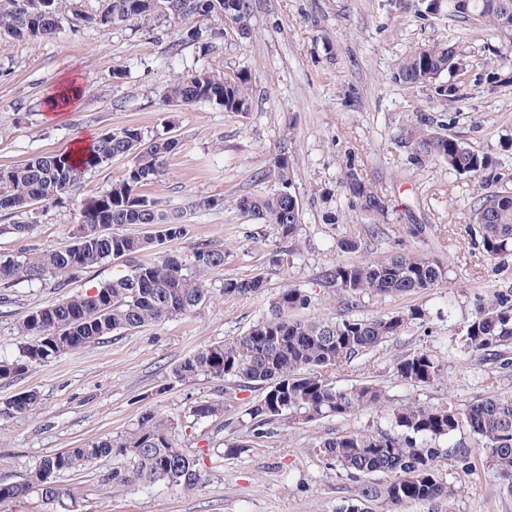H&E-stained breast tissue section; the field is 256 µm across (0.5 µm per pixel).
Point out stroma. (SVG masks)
Masks as SVG:
<instances>
[{"mask_svg":"<svg viewBox=\"0 0 512 512\" xmlns=\"http://www.w3.org/2000/svg\"><path fill=\"white\" fill-rule=\"evenodd\" d=\"M252 3L243 34L218 17L102 29L86 18L99 13L105 0H75L74 15L53 37L0 39V167L69 153L79 132L100 136L136 127L148 137H176L181 149L170 156L161 179L144 188L164 208L184 212L188 234L167 248L187 257L195 244L210 241L227 254L223 267L206 273L210 294L192 315L114 332L0 381V406L23 392L38 395L34 411L0 413V483L21 481L46 455L120 436L151 410L182 426L181 447L210 452L203 485L187 493L163 483L119 484L113 472L128 473L130 463L110 456L57 476L76 512H337L353 495V485L317 456L316 447L342 430L386 426L385 410L281 425L264 443L227 457L224 446L242 435L248 403L261 397V389L241 392L223 416L195 424L191 407L219 398L222 384L203 377L180 382L174 371L198 348L244 333L289 285L310 297L303 317L340 318V298L324 286L323 276L344 258L337 240L366 234L369 224L339 186L349 167L391 203L368 258L381 259L396 244H410L408 225L429 224L433 231L419 248L443 260L447 280L403 297L364 296L361 317L413 307L426 316L381 345L370 363L333 371V381L340 387L374 381L396 403L466 404L512 394V368L463 360L451 345L477 300L512 288V256L488 260L469 230L478 191H512V153L499 149L503 138L512 137V63L504 44L479 21L443 10L420 15L408 0ZM187 30L196 32V41L171 52L173 37ZM442 40L466 59L462 75L446 73L423 86L400 81L407 55ZM119 65L125 68L121 79L113 76ZM204 68L229 76L248 73L251 111L236 116L212 103L168 105L170 81ZM71 80L81 88L79 99L51 109L52 96ZM451 84L461 88L454 102L443 92ZM426 125L492 155L495 165L475 178L417 159L413 141ZM280 153L293 165V191L302 208L301 230L285 267L271 262L279 248L272 230L236 206L241 195L277 189L273 159ZM127 166L120 157L88 171L72 187V197L100 195ZM202 198L219 205L195 208ZM330 211L336 214L332 223L326 219ZM15 219L0 213V255L61 248L72 242L78 222L72 208L56 203L24 213L25 234L9 233ZM121 271L106 262L76 274L64 288L52 279L0 283V357L17 355L24 339L16 326L31 312L107 283ZM257 273L265 278L263 294L223 295L225 278ZM421 347L443 358L445 382L413 386L396 376V359ZM444 475L459 491L455 512H512V496L500 491L492 471L481 467L468 476L448 464Z\"/></svg>","mask_w":512,"mask_h":512,"instance_id":"1","label":"stroma"}]
</instances>
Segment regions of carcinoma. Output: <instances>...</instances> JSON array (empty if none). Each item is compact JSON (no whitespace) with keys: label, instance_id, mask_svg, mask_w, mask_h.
Segmentation results:
<instances>
[{"label":"carcinoma","instance_id":"obj_1","mask_svg":"<svg viewBox=\"0 0 512 512\" xmlns=\"http://www.w3.org/2000/svg\"><path fill=\"white\" fill-rule=\"evenodd\" d=\"M72 0H7L0 7V37L17 41L49 38L60 29ZM250 0H107V6L85 21L99 28L121 22L148 24L163 16L208 20L220 16L246 30ZM448 15L474 18L512 44V0H448ZM466 69L464 58L443 42L416 48L400 71L408 84H429L445 72ZM168 103L187 107L214 103L224 111L242 116L251 109L248 75L226 77L213 70L181 75L167 87ZM180 149L175 138H145L140 129L127 127L99 137L86 155L74 161L68 155L47 154L26 163L0 168V212L16 214L44 202L67 198L69 189L89 170L113 158H130L124 177L98 196L71 201L86 224H152V235L112 234L87 241L74 261L64 250L30 256L0 255V281L5 283L57 280L119 257L129 270L96 288L90 295L77 294L30 313L18 326L29 338L18 355L0 359V380H12L29 369L63 354L96 343L117 330H134L187 316L208 297L201 274L224 266V248L212 242L195 245L189 260L169 252L149 262L138 257L157 246L180 240L187 233L183 216L166 211L160 201L140 188L156 182L167 159ZM421 160L441 162L457 173L476 176L491 164L460 142L426 129L414 146ZM274 167L281 187L275 192L242 195L238 210L265 224L283 243L297 239L301 212L291 192L288 156L279 154ZM359 212L377 222L389 205L370 189L359 173L349 168L341 181ZM471 223L478 246L489 257L512 253V193L485 195L472 211ZM446 281V267L439 260L412 246L380 260L340 261L326 276L325 287L344 298L353 311L365 294L400 297L438 287ZM264 288V276L224 279V296L250 297ZM309 297L299 288L286 287L270 304V315L255 321L243 334L205 345L181 361L174 377L191 382L203 376L235 385L224 387V400L237 399V392L259 387L263 395L246 409L248 435L260 439L276 432L275 424L303 425L325 418H346L365 410L389 406V427L370 431L347 430L320 442L318 455L342 471L354 483L353 495L338 512H369L376 503L385 512H400L407 503L432 506L431 512H453L457 490L448 484L441 462L451 460L463 473L476 469V458L495 470L501 488L512 495V395H491L464 405L390 404L386 390L374 383L338 387L327 372L370 356L384 342L401 335L423 320L425 313L409 308L369 318L344 317L334 322L299 318L295 312L307 306ZM454 347L465 359L492 358L500 368L512 366V290H499L493 299L477 306ZM397 376L413 386H429L445 375L441 358L428 348H419L394 363ZM224 400L202 401L191 407L195 422L224 413ZM33 393H21L0 409L4 414L35 409ZM177 427L163 416L148 411L119 438H98L75 448H65L44 457L27 478L14 485L26 494L42 490L48 476L84 469L108 456H122L134 463L131 475L114 473L117 483L163 482L193 491L202 485L200 455L191 456L176 439ZM463 430L476 436L477 447L462 443L443 445Z\"/></svg>","mask_w":512,"mask_h":512}]
</instances>
